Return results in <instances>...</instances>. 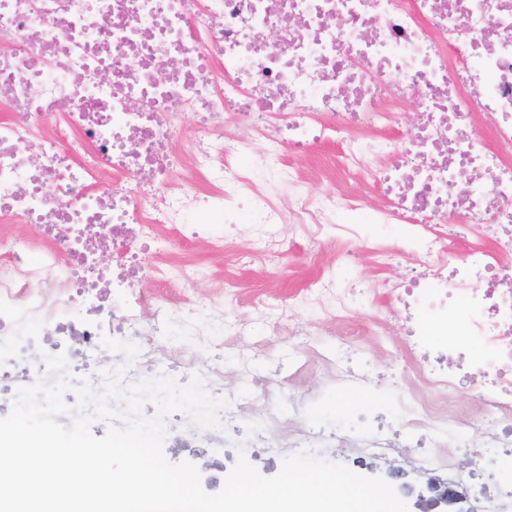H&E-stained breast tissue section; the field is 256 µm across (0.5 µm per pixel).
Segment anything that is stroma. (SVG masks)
<instances>
[{"mask_svg": "<svg viewBox=\"0 0 512 512\" xmlns=\"http://www.w3.org/2000/svg\"><path fill=\"white\" fill-rule=\"evenodd\" d=\"M283 163L299 175L305 188L314 194L328 191L358 201L365 210H373L386 205L387 200L376 187H373L368 173L354 166L344 153L339 141H324L315 145L303 155L284 154ZM250 217L240 214L238 235L227 238L225 253H214L205 244L181 247L174 250V257H183L200 262L212 271L211 279L201 282V291L214 293L224 278H235L241 287L245 299L257 298L266 305L285 307L294 304L297 294L314 275L319 266L332 263L335 252L326 249L320 255H312L304 242L288 244L283 257L273 265L235 266L227 261L228 253L234 251L249 252L253 249L254 239L248 231ZM409 258L395 254L388 257L384 264H377L371 257H364L361 265L353 269L337 268L336 277L340 283L347 284L355 280L362 281L364 287H373L376 280L383 277H402L408 270ZM385 314L383 306L366 305L351 318L334 319L331 317L308 316L296 311L297 320L308 323L309 336L306 342L299 343L285 336L268 337L263 321L253 317L249 308H242L241 315L249 322L246 335L237 337L233 344H226L224 337H213L210 346H202L195 337L181 335L179 331H170L169 335L156 337L154 345L157 357L166 366L188 356L206 362L217 357L229 356L232 350L249 348L259 340H269L270 349L266 360L260 361L261 372L273 379H288L286 394H310L321 398L315 412L305 414V421L315 428L330 424H340L350 419L349 405L360 403L358 395L348 391L334 389L331 383V369L319 366L316 357L329 353L340 357L350 356L354 362L370 368L374 373L390 375L392 368L399 364L398 353L401 340L396 334L378 332L377 325ZM304 366L305 371L297 379H290L289 370ZM166 458L173 463L187 461L194 464L201 477L203 489L210 494L217 488L210 483L208 476L212 465H219L222 473H229L238 455H245L248 462L266 477L277 474L281 468L282 455L259 448L238 451L234 445L223 448H168ZM334 462L349 466L352 472L367 476L390 479L394 489L403 499L408 512H423L431 497L427 487L426 475L408 471L403 478H390V463L379 460L369 465L353 464L347 454L334 455Z\"/></svg>", "mask_w": 512, "mask_h": 512, "instance_id": "35a3bbf8", "label": "stroma"}]
</instances>
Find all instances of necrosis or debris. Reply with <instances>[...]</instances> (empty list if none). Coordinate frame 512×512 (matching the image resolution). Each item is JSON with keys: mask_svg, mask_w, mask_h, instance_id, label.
I'll return each instance as SVG.
<instances>
[{"mask_svg": "<svg viewBox=\"0 0 512 512\" xmlns=\"http://www.w3.org/2000/svg\"><path fill=\"white\" fill-rule=\"evenodd\" d=\"M404 102L424 123L383 137ZM186 112L198 127L181 140ZM351 129L364 133L348 141L362 167L386 159L378 182L389 203L372 223L401 222L400 252L427 262L383 284L407 322L411 362L393 382L400 423L373 411L346 429L304 430L314 397L284 398L258 373L260 344L235 354L249 399L226 387L223 363L181 366L227 399L226 429L251 417L252 448H345L358 465L404 455L452 488L480 481L458 463L472 443L486 468L512 467V0H0V393L48 376L29 352L30 326L65 354L71 378L95 386L105 337L147 347L174 326L242 335L237 284L196 293L206 266L167 258L199 240L223 251L212 216L233 224L249 207L262 258L292 237L338 243L349 264L365 252L383 261L388 246L362 223L336 221L357 211L353 200L302 191L283 205L268 189L290 178L283 152ZM186 168L190 180L174 186ZM12 224L31 231L7 234ZM461 230L479 241L458 259ZM105 249L115 269L95 267ZM135 278L166 292L125 302L104 323L99 301ZM361 294L328 265L298 303L347 318ZM475 376L486 386L474 440L456 425L451 394Z\"/></svg>", "mask_w": 512, "mask_h": 512, "instance_id": "obj_1", "label": "necrosis or debris"}]
</instances>
